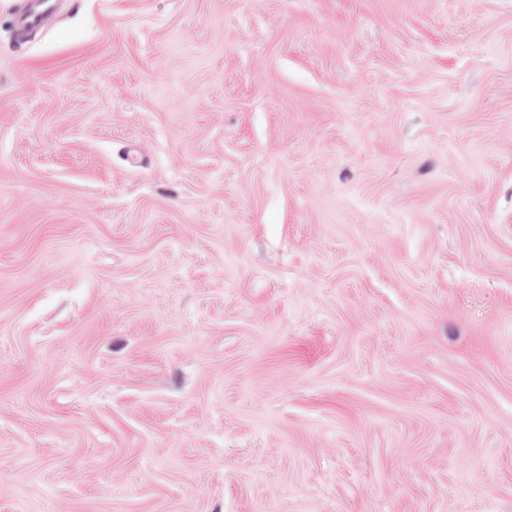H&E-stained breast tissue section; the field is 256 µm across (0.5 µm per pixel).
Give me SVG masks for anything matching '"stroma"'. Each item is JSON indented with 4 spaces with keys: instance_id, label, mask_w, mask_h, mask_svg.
I'll use <instances>...</instances> for the list:
<instances>
[{
    "instance_id": "stroma-1",
    "label": "stroma",
    "mask_w": 512,
    "mask_h": 512,
    "mask_svg": "<svg viewBox=\"0 0 512 512\" xmlns=\"http://www.w3.org/2000/svg\"><path fill=\"white\" fill-rule=\"evenodd\" d=\"M0 0V512H512V0ZM58 0H31V7L22 17L21 24L26 28H36L43 24L55 9Z\"/></svg>"
}]
</instances>
